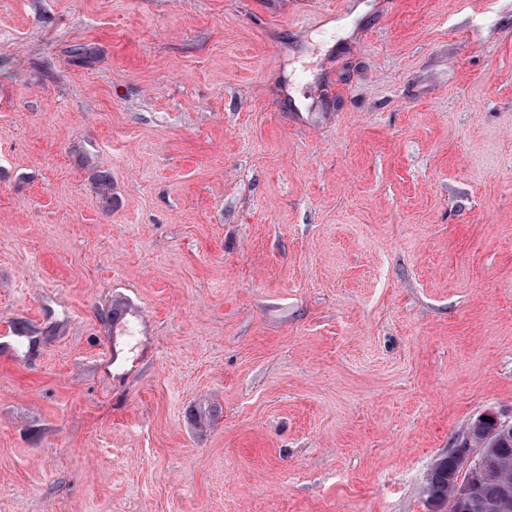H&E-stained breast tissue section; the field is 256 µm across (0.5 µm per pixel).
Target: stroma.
<instances>
[{
	"label": "stroma",
	"instance_id": "obj_1",
	"mask_svg": "<svg viewBox=\"0 0 512 512\" xmlns=\"http://www.w3.org/2000/svg\"><path fill=\"white\" fill-rule=\"evenodd\" d=\"M487 412L512 0H0V512H431Z\"/></svg>",
	"mask_w": 512,
	"mask_h": 512
}]
</instances>
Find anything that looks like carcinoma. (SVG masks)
<instances>
[{"mask_svg": "<svg viewBox=\"0 0 512 512\" xmlns=\"http://www.w3.org/2000/svg\"><path fill=\"white\" fill-rule=\"evenodd\" d=\"M493 430V423L481 421L474 432L472 442L485 449L500 464V468L487 471L481 481L473 486L470 499L463 506L455 500L458 484L466 480L454 464V453L438 459L431 469L427 482L428 501L442 507L441 512H494L495 503L502 488L512 486V434L506 437L494 436L492 442L486 437Z\"/></svg>", "mask_w": 512, "mask_h": 512, "instance_id": "obj_1", "label": "carcinoma"}]
</instances>
